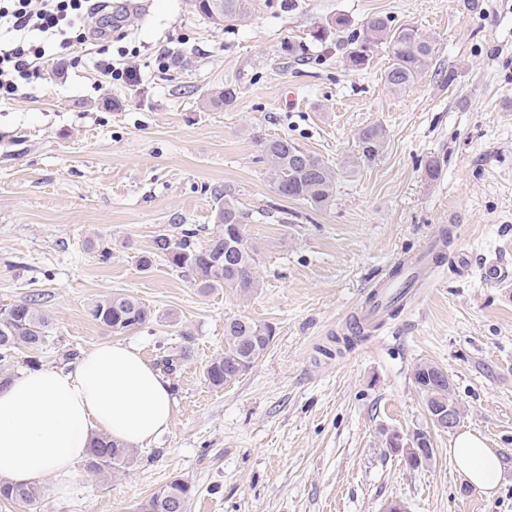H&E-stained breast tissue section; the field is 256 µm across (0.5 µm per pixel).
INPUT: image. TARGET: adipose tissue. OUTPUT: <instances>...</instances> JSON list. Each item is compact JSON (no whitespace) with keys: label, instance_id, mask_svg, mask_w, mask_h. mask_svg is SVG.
Returning a JSON list of instances; mask_svg holds the SVG:
<instances>
[{"label":"adipose tissue","instance_id":"adipose-tissue-1","mask_svg":"<svg viewBox=\"0 0 512 512\" xmlns=\"http://www.w3.org/2000/svg\"><path fill=\"white\" fill-rule=\"evenodd\" d=\"M174 413L169 381L133 346L103 343L69 368L25 370L0 386V481L34 486L51 474L66 494L96 437L137 448ZM450 454L474 490L495 492L502 463L479 433L460 432Z\"/></svg>","mask_w":512,"mask_h":512}]
</instances>
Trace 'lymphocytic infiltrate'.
I'll return each instance as SVG.
<instances>
[{
  "label": "lymphocytic infiltrate",
  "mask_w": 512,
  "mask_h": 512,
  "mask_svg": "<svg viewBox=\"0 0 512 512\" xmlns=\"http://www.w3.org/2000/svg\"><path fill=\"white\" fill-rule=\"evenodd\" d=\"M90 0H0V100L40 78L43 65L84 44Z\"/></svg>",
  "instance_id": "1"
}]
</instances>
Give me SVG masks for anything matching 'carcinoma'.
Listing matches in <instances>:
<instances>
[{
	"label": "carcinoma",
	"instance_id": "carcinoma-1",
	"mask_svg": "<svg viewBox=\"0 0 512 512\" xmlns=\"http://www.w3.org/2000/svg\"><path fill=\"white\" fill-rule=\"evenodd\" d=\"M224 10H216L214 0H194L196 11L215 26L240 19L249 10V0H223ZM384 46L389 57L385 83L394 91L409 87L430 66L434 46L418 29L407 25L393 27L389 20L372 17L364 26L361 36L351 42L348 52L350 67L363 66L373 53ZM385 130L379 125H367L359 132L362 157L374 158L383 147ZM268 159V174L275 192L281 197L304 200L312 206L327 204L336 188V173L320 157L308 152L288 138L270 140L263 146ZM217 208L215 222L219 230L210 234L203 245L196 237L204 228L182 230L180 236H156L154 251L139 259L143 268L152 266L159 257L190 277L203 291L215 288H234L247 296L260 286L256 274V251L244 235V225L250 213L241 209L228 191L214 194ZM240 244L236 261L227 267L217 260L216 254L228 244ZM90 316L110 328L114 333H126L144 327L153 318V311L131 296L114 293L91 305ZM51 327V319L38 307L32 296L21 302L0 306V362L9 363L20 349L38 351L42 348ZM274 338L271 326L259 324L244 316H229L224 320V353L213 358L204 374L208 383L221 388L236 380L268 350ZM181 355L170 351L157 361L166 374L177 372ZM414 382L422 393L428 409L453 402L448 392V377L437 365L430 362L418 364L413 372ZM133 449L126 448L107 438L93 442L85 460V471L90 474H109L130 464ZM194 494L193 486L176 478L161 486L137 507V512H188ZM46 496L43 486H0V500L27 508L33 512Z\"/></svg>",
	"mask_w": 512,
	"mask_h": 512
}]
</instances>
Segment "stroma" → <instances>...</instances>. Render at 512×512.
I'll use <instances>...</instances> for the list:
<instances>
[{
  "instance_id": "1",
  "label": "stroma",
  "mask_w": 512,
  "mask_h": 512,
  "mask_svg": "<svg viewBox=\"0 0 512 512\" xmlns=\"http://www.w3.org/2000/svg\"><path fill=\"white\" fill-rule=\"evenodd\" d=\"M108 44L81 45L72 66L47 63L30 94L0 104V304L38 294L52 319L37 353L120 341L156 360L181 352L170 428L109 476L76 468L68 494L37 512H133L175 478L189 512H512V0H250L217 28L189 0H115ZM350 20L336 28L337 16ZM373 16L431 39L428 70L407 89L384 82L377 50L349 69L350 42ZM325 28V41L312 39ZM295 54H288L287 45ZM133 79L102 76L100 46ZM167 54L166 67L158 57ZM232 88L235 100L207 106ZM386 131L374 159L359 131ZM288 138L337 174L319 208L278 196L260 139ZM436 174H429V167ZM249 210L257 292H203L163 259L138 266L159 234L216 231L213 195ZM432 283L391 313L358 317L370 291L436 237ZM110 250L102 260V250ZM499 265L503 282L485 274ZM123 293L155 316L116 334L89 306ZM272 325L268 351L221 388L205 380L224 349V319ZM447 375L460 430L502 459L492 496L457 472L455 433L431 430L413 380L421 362ZM431 430L435 456L407 467L386 435Z\"/></svg>"
}]
</instances>
